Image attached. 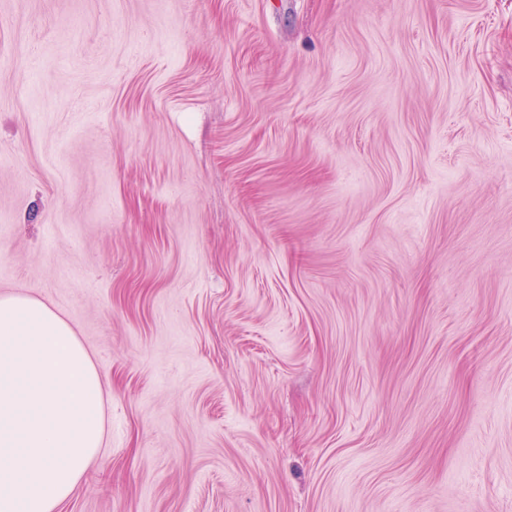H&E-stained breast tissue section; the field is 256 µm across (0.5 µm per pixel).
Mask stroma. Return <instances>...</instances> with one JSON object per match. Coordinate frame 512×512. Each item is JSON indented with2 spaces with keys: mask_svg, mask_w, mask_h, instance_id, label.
I'll list each match as a JSON object with an SVG mask.
<instances>
[{
  "mask_svg": "<svg viewBox=\"0 0 512 512\" xmlns=\"http://www.w3.org/2000/svg\"><path fill=\"white\" fill-rule=\"evenodd\" d=\"M6 295L60 512H512V0H0Z\"/></svg>",
  "mask_w": 512,
  "mask_h": 512,
  "instance_id": "stroma-1",
  "label": "stroma"
}]
</instances>
